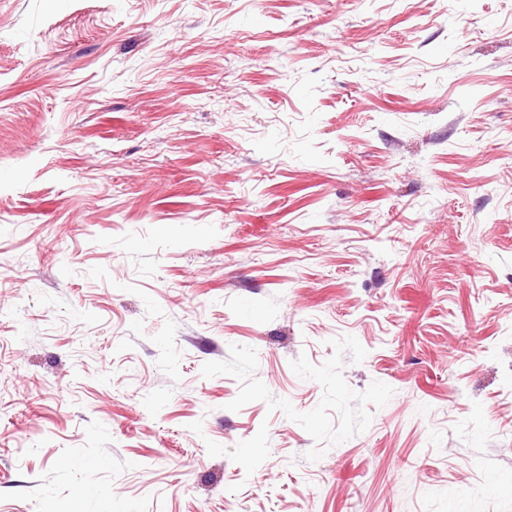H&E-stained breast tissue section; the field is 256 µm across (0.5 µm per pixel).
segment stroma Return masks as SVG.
Listing matches in <instances>:
<instances>
[{
  "label": "stroma",
  "instance_id": "35a3bbf8",
  "mask_svg": "<svg viewBox=\"0 0 512 512\" xmlns=\"http://www.w3.org/2000/svg\"><path fill=\"white\" fill-rule=\"evenodd\" d=\"M0 512H512V0H0Z\"/></svg>",
  "mask_w": 512,
  "mask_h": 512
}]
</instances>
